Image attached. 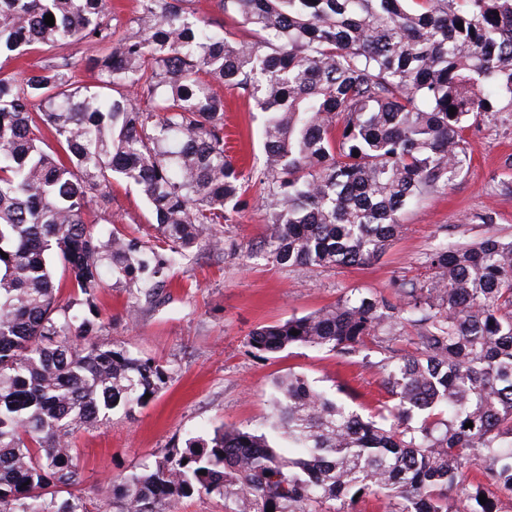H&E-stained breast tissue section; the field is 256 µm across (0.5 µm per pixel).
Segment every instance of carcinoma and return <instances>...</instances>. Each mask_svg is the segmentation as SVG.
Listing matches in <instances>:
<instances>
[{"mask_svg":"<svg viewBox=\"0 0 512 512\" xmlns=\"http://www.w3.org/2000/svg\"><path fill=\"white\" fill-rule=\"evenodd\" d=\"M108 2L0 0V56L83 42L98 74L77 85L65 56L0 71V512H87L73 434L132 415L171 379L94 340L96 301L104 269L154 279L217 247L214 226L245 208L220 88L263 114L269 258L311 269L379 259L404 211L469 165L464 131L512 116V0H217L256 41L192 0H137L118 37ZM116 184L146 201L157 245L85 222ZM56 264L85 312L60 303ZM428 268L396 304L352 294L247 336L262 354L350 355L386 326L428 324L383 365L377 412L290 374L272 423L288 455L243 428L190 438L107 486L115 512H174L193 495L224 512H345L358 495L391 512H497L479 495L487 482L512 494V239L438 249Z\"/></svg>","mask_w":512,"mask_h":512,"instance_id":"cac0c4a2","label":"carcinoma"}]
</instances>
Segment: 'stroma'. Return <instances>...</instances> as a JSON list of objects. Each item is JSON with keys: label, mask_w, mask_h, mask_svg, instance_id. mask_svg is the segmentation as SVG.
I'll return each instance as SVG.
<instances>
[{"label": "stroma", "mask_w": 512, "mask_h": 512, "mask_svg": "<svg viewBox=\"0 0 512 512\" xmlns=\"http://www.w3.org/2000/svg\"><path fill=\"white\" fill-rule=\"evenodd\" d=\"M224 122L234 159L253 178L248 205L217 225V250L198 249L166 272L157 301H134L124 281L107 279L97 305V339L122 343L164 362L167 387L134 418L120 415L79 430L72 439L84 465L80 486L90 512H113L100 490L115 477L154 460L164 449L219 427L264 431L273 420L274 384L296 373L324 390L349 388L360 402L379 393L380 361L408 350L416 328H395L387 347L343 356L294 346L259 354L245 344L256 327L336 304L352 289L392 303L403 288L424 280L427 259L449 243L475 242L490 232L512 236V120L501 117L470 128V165L448 189L422 197L402 217V228L384 255L368 264L311 270L281 267L258 253L266 222L260 114L240 94L224 89ZM492 223H483V216ZM149 208L135 191L114 188L107 204L91 203L85 219L102 231L119 226L153 244Z\"/></svg>", "instance_id": "35a3bbf8"}]
</instances>
